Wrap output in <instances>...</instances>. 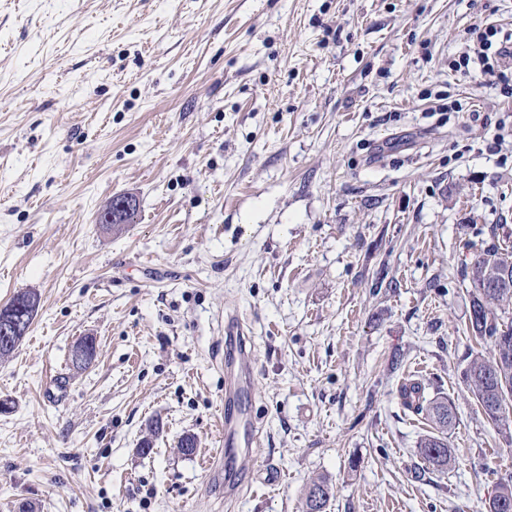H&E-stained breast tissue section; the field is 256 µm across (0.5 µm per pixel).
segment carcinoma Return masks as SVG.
Here are the masks:
<instances>
[{"label": "carcinoma", "mask_w": 512, "mask_h": 512, "mask_svg": "<svg viewBox=\"0 0 512 512\" xmlns=\"http://www.w3.org/2000/svg\"><path fill=\"white\" fill-rule=\"evenodd\" d=\"M106 213L115 216L110 223L115 229L134 222L136 204L118 196L112 199ZM464 279L471 287L466 331L493 346L490 358L477 356L471 360L463 373L464 382L485 416L507 428L512 421L507 408V402L512 400V251L500 247L486 250L465 266ZM401 391L408 392L406 406L426 415L435 430L420 444L419 452L426 468L416 473V478L422 480L430 472L451 468L455 458L447 434L455 420L452 407L443 399L426 398L425 388L419 382ZM333 496V484L328 479L320 477L311 481L305 496V512H325ZM487 512H512V478L497 482Z\"/></svg>", "instance_id": "obj_1"}]
</instances>
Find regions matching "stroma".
I'll return each mask as SVG.
<instances>
[{
    "mask_svg": "<svg viewBox=\"0 0 512 512\" xmlns=\"http://www.w3.org/2000/svg\"><path fill=\"white\" fill-rule=\"evenodd\" d=\"M487 24L512 0H0V306L40 299L0 361V512H302L318 476L326 512H486L512 431L464 382L491 348L462 272L512 247V97L455 63ZM232 316L258 430L231 501ZM410 380L455 410L427 481ZM127 204L126 207L118 208V204ZM107 214H112L115 216V219L112 223L107 224L112 226L113 229L119 228L121 224H131L134 222L136 217V204L130 199V201L125 196H118L112 199V203L110 207L100 216V222H103V218ZM254 384V374L248 363L238 374L230 361L224 360V457L230 458L239 448L240 418L231 408V401L245 392H250ZM334 495L333 484L326 478H317L308 485L305 496V512H325Z\"/></svg>",
    "mask_w": 512,
    "mask_h": 512,
    "instance_id": "35a3bbf8",
    "label": "stroma"
}]
</instances>
